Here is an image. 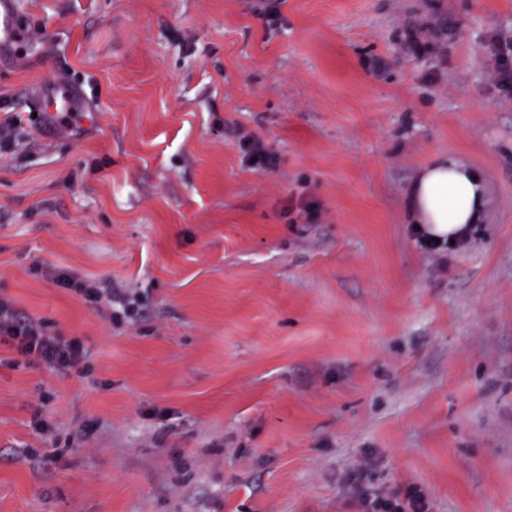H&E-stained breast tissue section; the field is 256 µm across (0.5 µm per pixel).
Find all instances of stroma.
I'll use <instances>...</instances> for the list:
<instances>
[{"label":"stroma","instance_id":"stroma-1","mask_svg":"<svg viewBox=\"0 0 512 512\" xmlns=\"http://www.w3.org/2000/svg\"><path fill=\"white\" fill-rule=\"evenodd\" d=\"M20 3L0 297L87 355L0 337V512H512V0ZM448 154L484 216L428 250L408 194ZM234 135L248 163L261 169L276 166V158L261 138L252 134H244L237 128L234 130ZM56 283L63 288H68L73 294L82 298L86 303L100 306L106 305L112 308L116 304L125 310L130 309L128 297L114 294L112 290L106 288L100 290L88 285L82 278L74 274H66L56 279Z\"/></svg>","mask_w":512,"mask_h":512}]
</instances>
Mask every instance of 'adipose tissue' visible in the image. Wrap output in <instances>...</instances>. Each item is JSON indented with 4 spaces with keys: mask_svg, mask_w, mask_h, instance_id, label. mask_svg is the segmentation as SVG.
Wrapping results in <instances>:
<instances>
[{
    "mask_svg": "<svg viewBox=\"0 0 512 512\" xmlns=\"http://www.w3.org/2000/svg\"><path fill=\"white\" fill-rule=\"evenodd\" d=\"M483 198L478 174L456 157L440 156L411 187L408 213L430 238L453 240L480 222Z\"/></svg>",
    "mask_w": 512,
    "mask_h": 512,
    "instance_id": "obj_1",
    "label": "adipose tissue"
}]
</instances>
